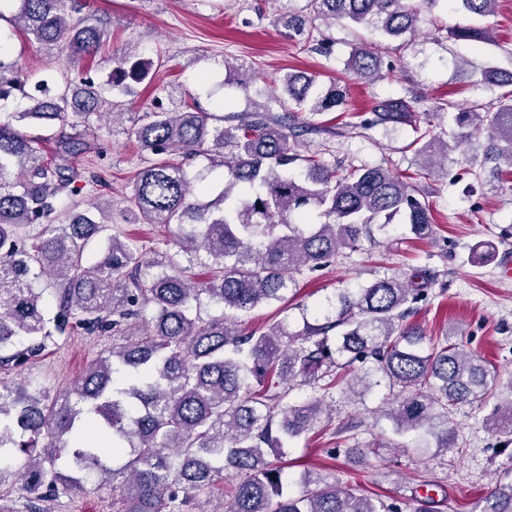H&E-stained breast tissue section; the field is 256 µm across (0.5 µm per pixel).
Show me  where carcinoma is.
Masks as SVG:
<instances>
[{"label": "carcinoma", "mask_w": 512, "mask_h": 512, "mask_svg": "<svg viewBox=\"0 0 512 512\" xmlns=\"http://www.w3.org/2000/svg\"><path fill=\"white\" fill-rule=\"evenodd\" d=\"M11 26L64 52L62 86L20 112L0 116V368L22 371L50 343L81 331L110 336L80 377L56 393L0 383V484L14 479L32 512L39 503L86 491L93 477L119 481L117 512H207L201 498L230 475L236 483L224 512H402L353 488L304 472L305 491H283V470L269 461L316 426L331 422L340 388L363 398L392 389L385 416L397 434L412 432L425 453L455 447L452 407L485 399L501 383L485 361L457 343L427 339L408 322L438 274L413 268L358 288H343L335 312L292 330L277 320L264 331L241 329L242 318L296 290L303 271H315L348 249L357 251L371 227L398 223L418 239L433 235L430 205L415 186L382 166L343 173L301 158L298 112L344 104V89L322 92L314 76L293 70L251 112L217 116L202 110L146 112L132 135L143 156L126 207L132 224L168 228L170 243L187 255L205 253L206 276L195 283L173 262L150 257L112 223V207L60 202L75 184L98 186L73 165L76 156L106 157L92 118L112 117L115 96L135 93L131 82L153 75L152 60L134 53L115 60L95 84L85 63L109 41L101 20L79 0H9ZM485 17L497 0H454ZM439 0H311L326 20L347 19L387 38L417 31L421 14ZM288 37L313 42L303 20H283ZM451 37L490 41L486 28L457 26ZM347 70L373 83L382 78L373 48L354 50ZM25 92V78L0 59V101ZM279 104L273 112L270 103ZM418 97L378 102L359 127L404 125ZM415 127L423 166L448 154L431 129ZM456 141L484 130L488 154L512 168V92L453 113ZM68 126L54 136L53 155L42 138L16 124ZM178 160L153 163L148 156ZM223 170L213 193L187 167ZM319 212L320 224L307 222ZM54 307L46 310L45 296ZM311 394L299 400L296 389ZM491 429L512 433V400L488 418ZM69 461L63 472L56 462ZM129 461L110 468L105 457ZM479 512H512V482L481 500Z\"/></svg>", "instance_id": "1"}]
</instances>
